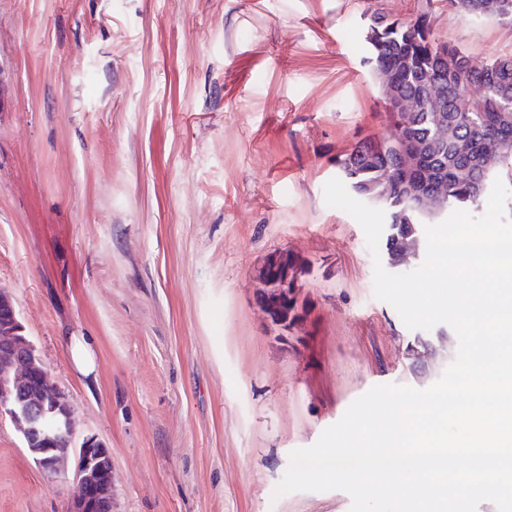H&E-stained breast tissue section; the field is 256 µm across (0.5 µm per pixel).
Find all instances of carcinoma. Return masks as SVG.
<instances>
[{
  "label": "carcinoma",
  "mask_w": 512,
  "mask_h": 512,
  "mask_svg": "<svg viewBox=\"0 0 512 512\" xmlns=\"http://www.w3.org/2000/svg\"><path fill=\"white\" fill-rule=\"evenodd\" d=\"M448 8L512 24V0H448ZM363 62L384 76L393 97L412 104L409 112H387V134L360 138L336 159L342 180L358 198L387 209L390 235L398 249L414 259L423 226L464 206H479L501 171L512 175V58L476 63L464 49L442 42L434 33L432 12L405 21L391 20L380 8L370 13ZM471 84L482 87L478 102L466 95ZM444 98L448 137L431 112L430 87ZM422 149L414 178L423 183L428 208L412 196L401 170L405 147Z\"/></svg>",
  "instance_id": "obj_1"
}]
</instances>
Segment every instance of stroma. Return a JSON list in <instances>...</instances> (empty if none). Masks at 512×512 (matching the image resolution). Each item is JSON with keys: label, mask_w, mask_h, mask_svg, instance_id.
<instances>
[{"label": "stroma", "mask_w": 512, "mask_h": 512, "mask_svg": "<svg viewBox=\"0 0 512 512\" xmlns=\"http://www.w3.org/2000/svg\"><path fill=\"white\" fill-rule=\"evenodd\" d=\"M367 7L0 0V292L76 439L108 449L112 512H350L341 490L275 496L290 452L455 359L450 326L375 298L363 229L325 203L336 157L386 130ZM433 16L476 62L512 56V25ZM284 249L308 311L286 337L253 300ZM71 502L0 416V512Z\"/></svg>", "instance_id": "obj_1"}]
</instances>
